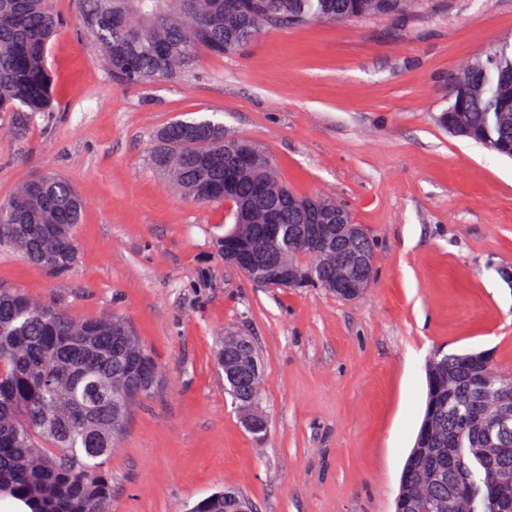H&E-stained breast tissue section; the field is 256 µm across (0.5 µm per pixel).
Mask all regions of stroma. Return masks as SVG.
<instances>
[{
	"label": "stroma",
	"instance_id": "1",
	"mask_svg": "<svg viewBox=\"0 0 512 512\" xmlns=\"http://www.w3.org/2000/svg\"><path fill=\"white\" fill-rule=\"evenodd\" d=\"M50 44L52 111L0 112V203L46 172L85 200L61 275L0 246V289L76 320L117 314L162 368L107 468L113 512H187L228 488L254 512H394L437 349L488 350L512 371V159L438 122L448 80L512 40V0H443L400 20L311 22L179 77L117 80L78 0ZM210 118L254 142L299 196L346 207L375 249L365 294L261 288L221 255L224 207L179 195L149 161L156 132ZM264 374L253 435L213 365L226 332Z\"/></svg>",
	"mask_w": 512,
	"mask_h": 512
}]
</instances>
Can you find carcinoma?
<instances>
[{"label":"carcinoma","mask_w":512,"mask_h":512,"mask_svg":"<svg viewBox=\"0 0 512 512\" xmlns=\"http://www.w3.org/2000/svg\"><path fill=\"white\" fill-rule=\"evenodd\" d=\"M430 0H234L238 8L224 15L229 0H78L82 29L112 76L146 84L179 75L201 50L235 54L264 27L278 28L311 21L341 22L367 17H397L415 2ZM62 19L48 0H0V112L29 115L52 108V79L46 68L49 43L62 31ZM512 72V43L496 45L485 60L465 65L459 75L466 97H448L440 115L443 126L465 114L463 137L483 145L490 136L498 154L512 158V90L501 82ZM188 137L186 122L162 128L149 153L151 164L186 196L204 203L208 187L224 193V124L195 122ZM279 181L274 167L260 161L234 183L241 197L263 194L267 179ZM84 201L73 185L43 175L19 186L0 205V243L16 248L27 260L49 271H67L76 260L72 235L81 222ZM293 212H284L288 238L270 245V254L288 250V239L300 235ZM29 224H60L62 234L41 237ZM313 275L308 285L324 287L325 272L307 249L293 253ZM126 337L114 335L112 318L75 322L60 304L34 302L18 290H0V500L13 499L29 512H112V480L106 465L116 438L124 431L133 400L132 378L150 388L160 382L153 357L138 341L126 348ZM259 360L254 347L240 338L219 343L217 369L228 370L239 357ZM486 360L490 380L512 386V373L494 367L485 352L448 355L440 350L428 361L427 404L415 446L404 469L402 512L419 496H448V482H428L420 458L447 457L457 449L469 473L472 494L485 496L484 476L473 462L480 446L461 419L474 406L476 389L469 382L473 365ZM224 492L196 502L189 512H229Z\"/></svg>","instance_id":"obj_1"}]
</instances>
